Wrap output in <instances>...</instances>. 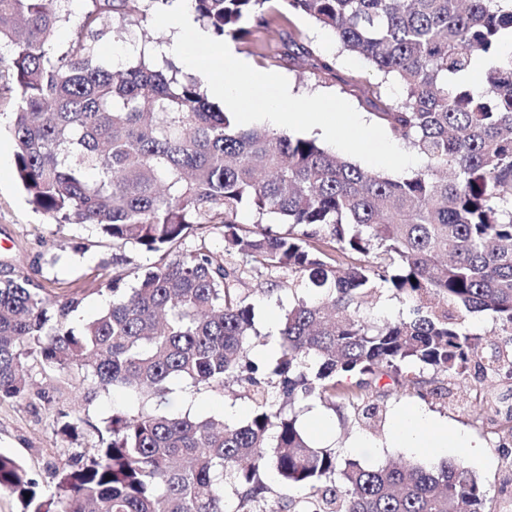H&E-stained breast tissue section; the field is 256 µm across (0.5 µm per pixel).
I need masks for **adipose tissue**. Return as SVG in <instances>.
<instances>
[{
	"instance_id": "1",
	"label": "adipose tissue",
	"mask_w": 512,
	"mask_h": 512,
	"mask_svg": "<svg viewBox=\"0 0 512 512\" xmlns=\"http://www.w3.org/2000/svg\"><path fill=\"white\" fill-rule=\"evenodd\" d=\"M393 442L405 448H466L474 462H481L482 454L473 449L469 437L447 425L437 423L424 410L411 407L400 409L391 431Z\"/></svg>"
}]
</instances>
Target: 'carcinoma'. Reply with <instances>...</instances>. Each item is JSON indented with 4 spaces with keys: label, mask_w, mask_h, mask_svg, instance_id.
Wrapping results in <instances>:
<instances>
[{
    "label": "carcinoma",
    "mask_w": 512,
    "mask_h": 512,
    "mask_svg": "<svg viewBox=\"0 0 512 512\" xmlns=\"http://www.w3.org/2000/svg\"><path fill=\"white\" fill-rule=\"evenodd\" d=\"M81 2L77 13L73 0H0L16 175L50 223L90 226L158 261L129 267L112 255L108 306L75 327L79 297L0 275V402L27 395L36 363L93 393L125 388L140 405L112 413L107 437L57 472L49 494L0 454V491L22 512H267L271 467L301 491L294 512H488L462 463L366 468L315 445L300 416L314 400L345 424L380 414L368 395L402 364L459 377L474 362L512 376V349H488L462 326L483 312L512 335V54L499 52L512 0H191L222 39L271 36L274 18L300 13L398 80L402 98L375 116L426 160L403 178L313 138L244 128L200 80L142 53L112 72L98 55L125 33L112 16L137 21L169 0ZM73 18L75 37L52 46ZM206 228L223 229L231 260L213 256ZM280 270L303 294L281 317L277 357L262 362L254 301L280 286ZM246 279L258 288H241ZM384 291L408 303L406 316L361 312ZM175 382L220 393L233 382L254 410L240 422L162 413ZM410 388L443 397L420 375ZM58 424L69 439L92 426Z\"/></svg>",
    "instance_id": "obj_1"
}]
</instances>
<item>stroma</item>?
Wrapping results in <instances>:
<instances>
[{
  "mask_svg": "<svg viewBox=\"0 0 512 512\" xmlns=\"http://www.w3.org/2000/svg\"><path fill=\"white\" fill-rule=\"evenodd\" d=\"M113 23L125 26V37L102 41L99 54L108 60L114 53L123 52L124 59L118 64L122 70L135 58L133 45L171 40L169 31L154 29L148 19L127 25L117 17ZM278 31V37L272 39L261 31L253 33L249 39L235 42L234 47L254 68L284 75L294 95L336 94L348 101L368 124L375 120L371 98L387 103L401 98L402 88L397 80H382L364 59L340 51L332 32L305 15L288 14ZM286 38L309 47L317 58L334 60V78H319L297 59L285 54L282 41ZM14 85L11 54L0 50V270L11 267L56 296L77 293L82 303L70 316L71 324L77 325L95 318L106 305L107 295L100 292L99 283L103 262L112 258V243L82 225L59 228L49 224L27 202L15 174V143L9 130L16 108ZM292 302L293 295L288 290L257 296L254 318L257 351L266 350L284 309ZM444 385L448 395L442 400L424 401L410 395L405 388L388 393L381 401L385 417L371 428L344 431L338 414L329 413L328 439L341 443L348 458L365 466L378 467L391 461L419 462L417 453L389 443L388 436L400 408L423 407L449 427L465 431L472 442L479 445L484 460L475 465L474 470L488 497L498 506L512 503V484L504 480L507 460L490 426L475 419L476 411L486 400H498L505 407L512 405V379L483 376L478 367L472 365L461 380L448 379ZM47 395L54 399L50 410L43 402ZM137 406V401L121 388L99 393L92 401H85L82 391L73 388L71 377L33 369L28 394L18 401L0 403V453L21 460L43 488H52L56 470L72 463L75 454L98 446L93 424L110 417L113 411L132 410ZM235 408L249 412L253 404L240 396L232 383L221 394L196 391L176 383L161 406L166 413H187L200 418L221 417ZM61 413L89 415L92 425L83 428L77 439H64L56 424ZM362 437L372 439L373 447H357L356 441Z\"/></svg>",
  "mask_w": 512,
  "mask_h": 512,
  "instance_id": "stroma-1",
  "label": "stroma"
}]
</instances>
